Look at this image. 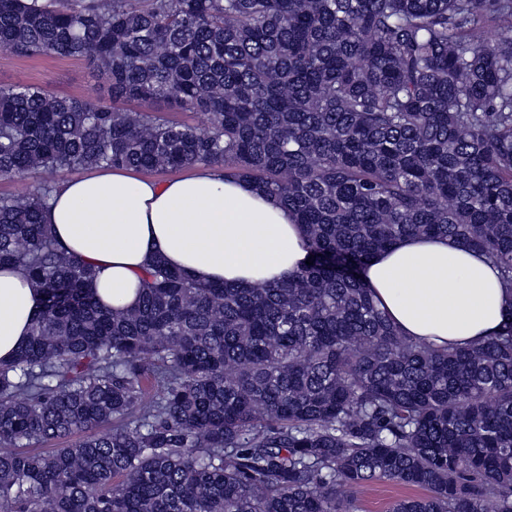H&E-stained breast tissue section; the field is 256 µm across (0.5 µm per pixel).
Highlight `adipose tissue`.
Returning <instances> with one entry per match:
<instances>
[{
    "instance_id": "adipose-tissue-1",
    "label": "adipose tissue",
    "mask_w": 512,
    "mask_h": 512,
    "mask_svg": "<svg viewBox=\"0 0 512 512\" xmlns=\"http://www.w3.org/2000/svg\"><path fill=\"white\" fill-rule=\"evenodd\" d=\"M45 221L64 251L98 269L93 292L109 307L137 303L157 256L227 286L280 281L308 258L302 226L279 201L216 168L164 182L102 168L57 186ZM361 279L406 335L438 347L484 338L512 315L498 269L447 238H404ZM40 301L20 271L0 270V361L25 342Z\"/></svg>"
}]
</instances>
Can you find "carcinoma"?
Segmentation results:
<instances>
[{"label":"carcinoma","mask_w":512,"mask_h":512,"mask_svg":"<svg viewBox=\"0 0 512 512\" xmlns=\"http://www.w3.org/2000/svg\"><path fill=\"white\" fill-rule=\"evenodd\" d=\"M0 49L112 98L0 88L1 177L219 166L313 261L233 288L156 257L107 308L43 220L56 185L0 196V266L42 293L0 362V512H354L381 480L430 491L392 512H512V315L439 348L359 279L440 236L512 290V0H0Z\"/></svg>","instance_id":"1"}]
</instances>
